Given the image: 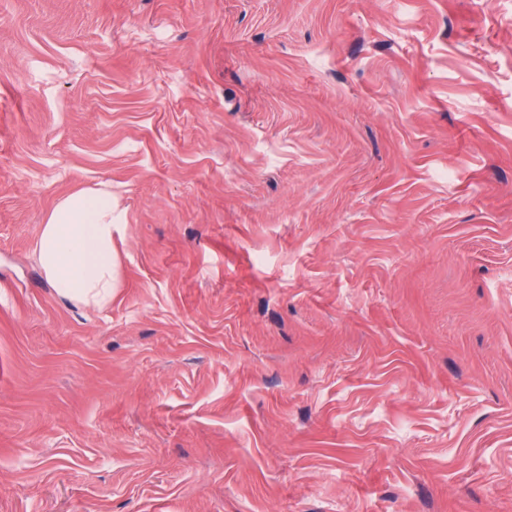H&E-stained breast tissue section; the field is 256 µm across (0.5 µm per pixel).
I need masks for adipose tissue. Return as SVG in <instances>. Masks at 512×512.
Listing matches in <instances>:
<instances>
[{
	"mask_svg": "<svg viewBox=\"0 0 512 512\" xmlns=\"http://www.w3.org/2000/svg\"><path fill=\"white\" fill-rule=\"evenodd\" d=\"M112 192L91 188L63 200L44 225L39 257L63 298L104 307L112 299Z\"/></svg>",
	"mask_w": 512,
	"mask_h": 512,
	"instance_id": "obj_1",
	"label": "adipose tissue"
}]
</instances>
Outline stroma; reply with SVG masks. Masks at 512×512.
<instances>
[{
    "label": "stroma",
    "instance_id": "stroma-1",
    "mask_svg": "<svg viewBox=\"0 0 512 512\" xmlns=\"http://www.w3.org/2000/svg\"><path fill=\"white\" fill-rule=\"evenodd\" d=\"M0 512H512V0H0ZM112 191L91 188L63 200L44 225L39 257L63 298L104 307L112 300Z\"/></svg>",
    "mask_w": 512,
    "mask_h": 512
}]
</instances>
